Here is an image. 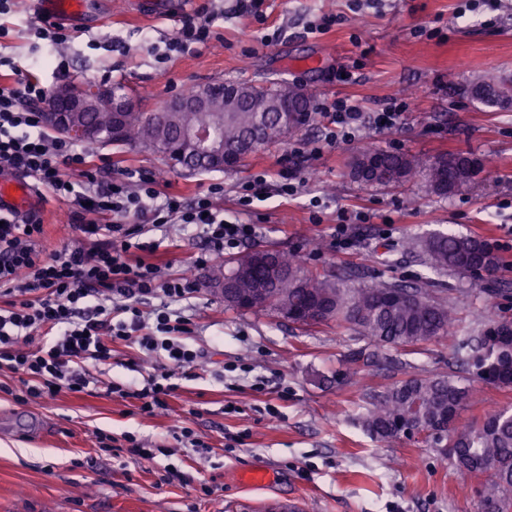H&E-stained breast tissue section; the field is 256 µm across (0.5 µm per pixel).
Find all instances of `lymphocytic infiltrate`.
<instances>
[{"label": "lymphocytic infiltrate", "instance_id": "lymphocytic-infiltrate-1", "mask_svg": "<svg viewBox=\"0 0 512 512\" xmlns=\"http://www.w3.org/2000/svg\"><path fill=\"white\" fill-rule=\"evenodd\" d=\"M221 17L207 0L184 14L170 51L189 54L209 43ZM10 37L9 27L0 25V173L27 174L66 201L80 237L48 251L39 209L12 210L0 221V371L17 379L22 402L81 395L97 386L92 369L111 361L116 345L134 347L159 358L160 366L142 378L108 384L106 392L140 414L158 415L208 359L186 344L192 323L176 308L194 296L196 282L185 272L166 274L155 260L153 231L172 224L200 228L194 264L201 268L213 255L254 239L258 227L225 220L217 205L223 184H210L189 200L168 195L143 170L105 177L104 167L91 165L73 140L47 135L49 89L35 69L17 64L8 51ZM317 111L327 118L323 146L358 138L363 116L357 103L327 98ZM94 439L125 464L170 453L130 432L99 429Z\"/></svg>", "mask_w": 512, "mask_h": 512}]
</instances>
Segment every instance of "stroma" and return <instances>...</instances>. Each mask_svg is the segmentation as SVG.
<instances>
[{"instance_id": "stroma-1", "label": "stroma", "mask_w": 512, "mask_h": 512, "mask_svg": "<svg viewBox=\"0 0 512 512\" xmlns=\"http://www.w3.org/2000/svg\"><path fill=\"white\" fill-rule=\"evenodd\" d=\"M200 2L175 0L173 10L154 16L141 0H87L83 16L65 21L73 82L124 84L143 112L161 111L189 83L280 79L305 86L316 101L347 97L376 112L405 99L410 110L395 128L369 122L359 141L324 149L305 162L296 196L263 195L247 214L236 204V186L260 173L275 182L291 148L321 136L324 116L217 174L169 170L163 155L143 147L86 142L84 151L111 159L116 170L129 166L157 175L167 192L186 198L223 181L225 218L257 223L260 233L214 256L217 264L278 248L296 253L313 273L351 272L357 285L412 283L425 269L403 251V242L439 230L491 242L502 264L478 282L453 272L438 275L443 297L458 312L456 337L387 347L375 363L356 370L350 357L368 342L347 325L308 327L269 311L225 310L208 285L207 269L194 270L199 291L185 313L197 332L189 343L207 351L210 364L183 382L172 407L210 447V462L198 472L193 456H174L172 464L191 480L163 485L158 464L120 466L91 437L97 429L130 431L151 442L166 437L170 416L128 413L103 393L63 394L39 406L0 393V512H266V499L276 496L300 499L305 512H489L480 480L462 478L450 451L425 436L373 438L359 417L370 393L410 377L448 374L472 390L456 425H477L489 413L512 409V386L475 381L458 349L459 340L477 335L489 320L512 322V107L491 109L468 93L482 72L512 77V0H495V8L477 12L466 11L465 0H265L260 31L279 35L269 45L244 41L247 20L234 14L235 0H216L224 13L218 38L191 55L169 51L181 16ZM36 9L35 0H13L10 13L0 16L13 30L11 53L22 66L41 51L29 30ZM328 14L335 15L334 25L308 33L309 24ZM103 31L112 33L113 46H90L91 36ZM344 69L350 80L340 79ZM363 143L410 155L460 152L485 169L450 197L435 195L420 179L399 189L364 187L346 167ZM41 212L47 249L76 241L66 202L42 190ZM340 224L355 239L342 251L332 245ZM238 361L251 365V373L223 375L224 364ZM156 366L155 358L120 346L96 375L123 383ZM258 377L265 382L261 394L252 389ZM267 402L280 418L263 413ZM229 405L235 413H226ZM230 434L243 435L242 444L227 447ZM254 469L267 472L268 487L246 481ZM204 483L211 494L201 493Z\"/></svg>"}]
</instances>
